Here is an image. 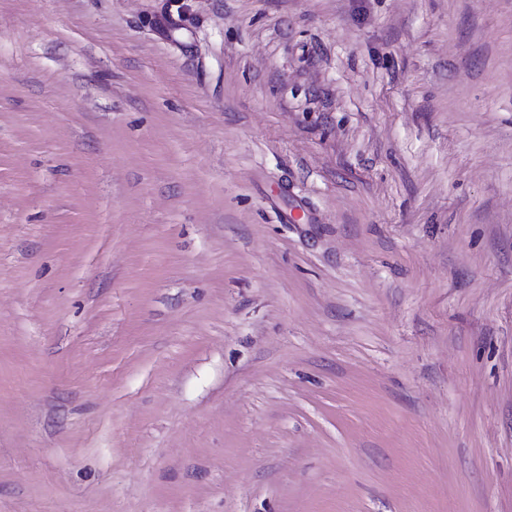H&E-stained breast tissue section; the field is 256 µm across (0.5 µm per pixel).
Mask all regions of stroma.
<instances>
[{
  "label": "stroma",
  "mask_w": 512,
  "mask_h": 512,
  "mask_svg": "<svg viewBox=\"0 0 512 512\" xmlns=\"http://www.w3.org/2000/svg\"><path fill=\"white\" fill-rule=\"evenodd\" d=\"M0 512H512V0H0Z\"/></svg>",
  "instance_id": "1"
}]
</instances>
